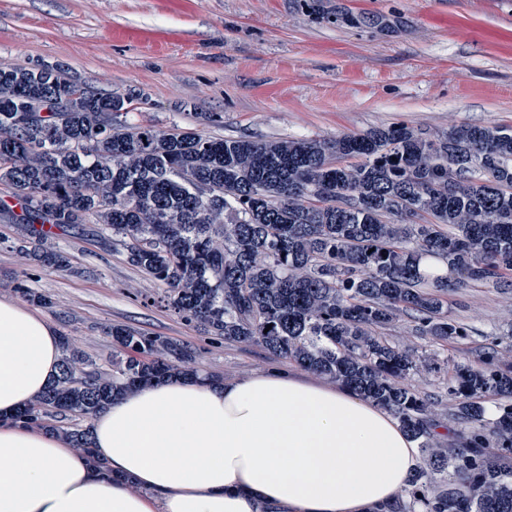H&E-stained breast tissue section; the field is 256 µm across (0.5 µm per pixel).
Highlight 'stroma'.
I'll use <instances>...</instances> for the list:
<instances>
[{"label":"stroma","mask_w":512,"mask_h":512,"mask_svg":"<svg viewBox=\"0 0 512 512\" xmlns=\"http://www.w3.org/2000/svg\"><path fill=\"white\" fill-rule=\"evenodd\" d=\"M372 23H355L358 15ZM61 63L82 82L134 95V116L161 127L260 139L333 138L403 123L433 134L512 125V0H0V64ZM210 113L199 124L196 115ZM12 188L0 185V295L24 282L48 295L59 335L104 365L109 327L195 348L207 376L290 368L260 347L228 343L147 303L155 286L98 225L60 233L55 270L20 253ZM467 340L437 346L396 323L402 348L477 364L491 333H512V292L448 296Z\"/></svg>","instance_id":"1"}]
</instances>
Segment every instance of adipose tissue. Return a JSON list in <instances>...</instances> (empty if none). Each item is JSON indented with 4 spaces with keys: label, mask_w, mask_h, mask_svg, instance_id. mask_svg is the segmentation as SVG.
Segmentation results:
<instances>
[{
    "label": "adipose tissue",
    "mask_w": 512,
    "mask_h": 512,
    "mask_svg": "<svg viewBox=\"0 0 512 512\" xmlns=\"http://www.w3.org/2000/svg\"><path fill=\"white\" fill-rule=\"evenodd\" d=\"M53 323L0 296V512H376L417 449L353 391L287 370L128 393L93 418V455L13 421L58 372Z\"/></svg>",
    "instance_id": "1"
}]
</instances>
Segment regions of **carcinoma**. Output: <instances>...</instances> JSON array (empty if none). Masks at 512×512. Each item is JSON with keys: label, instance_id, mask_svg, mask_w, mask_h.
Returning a JSON list of instances; mask_svg holds the SVG:
<instances>
[{"label": "carcinoma", "instance_id": "cac0c4a2", "mask_svg": "<svg viewBox=\"0 0 512 512\" xmlns=\"http://www.w3.org/2000/svg\"><path fill=\"white\" fill-rule=\"evenodd\" d=\"M64 65L0 66V184L22 199L20 241L64 269L43 225L101 224L161 301L226 341L353 390L390 412L420 449L380 512H512V365L501 340L448 377L460 433L442 448L435 401L408 379L441 370L384 331L403 317L435 341L469 335L448 291L512 288V125L432 135L393 125L334 139L217 137L130 120L134 97L96 91ZM37 101L38 122L15 109ZM271 329H266V326ZM112 369L63 338L47 390L20 422L92 450L93 416L153 382L200 377L196 352L114 326ZM491 396L501 401L489 408Z\"/></svg>", "mask_w": 512, "mask_h": 512}]
</instances>
